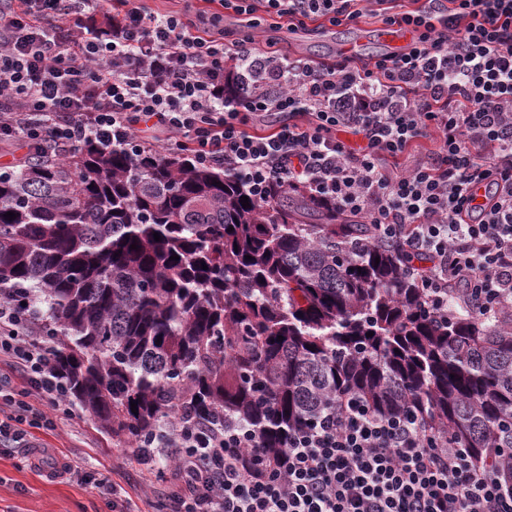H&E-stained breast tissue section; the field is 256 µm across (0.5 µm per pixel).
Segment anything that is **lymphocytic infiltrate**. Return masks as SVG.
Returning a JSON list of instances; mask_svg holds the SVG:
<instances>
[{
	"label": "lymphocytic infiltrate",
	"instance_id": "1",
	"mask_svg": "<svg viewBox=\"0 0 512 512\" xmlns=\"http://www.w3.org/2000/svg\"><path fill=\"white\" fill-rule=\"evenodd\" d=\"M289 26L355 23L359 0H218ZM382 22L417 33L367 63H273L213 15H157L116 0H0V139L68 149L93 137L130 151L163 146L223 166L255 198L303 185L399 245L432 300L455 291L486 315L512 306V0H368ZM251 90L224 95L228 63ZM437 151L415 155L429 129ZM355 144L345 142V135ZM34 302L0 300V448L29 456L28 428L66 421ZM172 469L162 512H512L498 476L428 432L347 402L269 456L228 423L188 418L133 451Z\"/></svg>",
	"mask_w": 512,
	"mask_h": 512
}]
</instances>
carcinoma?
Returning a JSON list of instances; mask_svg holds the SVG:
<instances>
[{"mask_svg":"<svg viewBox=\"0 0 512 512\" xmlns=\"http://www.w3.org/2000/svg\"><path fill=\"white\" fill-rule=\"evenodd\" d=\"M17 288L42 311L62 402L132 448L192 416L274 456L354 398L415 412L512 486V312L451 293L431 309L394 247L301 186L259 202L189 154L43 147L0 173V300Z\"/></svg>","mask_w":512,"mask_h":512,"instance_id":"obj_1","label":"carcinoma"}]
</instances>
